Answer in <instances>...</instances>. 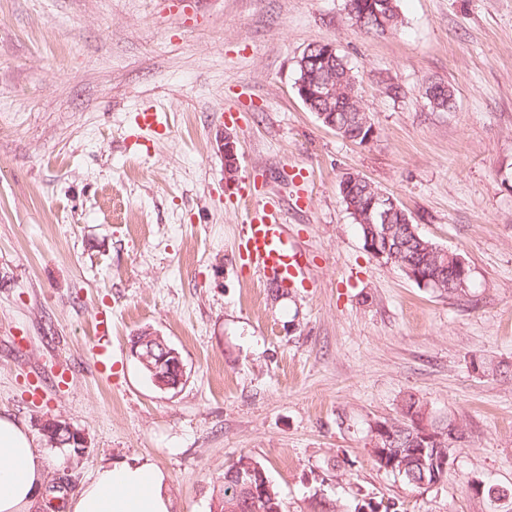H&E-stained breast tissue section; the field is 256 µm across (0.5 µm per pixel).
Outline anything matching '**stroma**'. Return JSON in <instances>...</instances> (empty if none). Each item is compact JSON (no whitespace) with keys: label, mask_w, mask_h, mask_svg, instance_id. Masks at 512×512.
I'll return each mask as SVG.
<instances>
[{"label":"stroma","mask_w":512,"mask_h":512,"mask_svg":"<svg viewBox=\"0 0 512 512\" xmlns=\"http://www.w3.org/2000/svg\"><path fill=\"white\" fill-rule=\"evenodd\" d=\"M398 5L401 26L375 35L345 0H0V413L51 472L78 489L101 465L147 461L175 512H214L246 455L287 512H512V497L495 510L469 490L512 493V0ZM319 42L358 77L366 144L297 94V61ZM431 81L454 87L452 111L426 104ZM147 108L158 130L139 129ZM294 165L309 173L299 201ZM348 172L464 259V292L365 249L339 195ZM268 197L310 260L306 286L280 297L235 250ZM145 328L180 352L178 389L132 355ZM411 394L464 433L428 488L371 453L372 426ZM52 418L84 435L83 454L48 445ZM219 143L221 152L224 155V161L226 163V170L230 183L236 173V168L238 167L237 141L234 136L229 133H225L224 135H220Z\"/></svg>","instance_id":"stroma-1"}]
</instances>
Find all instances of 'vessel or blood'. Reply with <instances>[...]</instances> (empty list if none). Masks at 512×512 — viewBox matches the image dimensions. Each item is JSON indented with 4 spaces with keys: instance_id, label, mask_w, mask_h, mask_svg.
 I'll return each instance as SVG.
<instances>
[{
    "instance_id": "b4317fda",
    "label": "vessel or blood",
    "mask_w": 512,
    "mask_h": 512,
    "mask_svg": "<svg viewBox=\"0 0 512 512\" xmlns=\"http://www.w3.org/2000/svg\"><path fill=\"white\" fill-rule=\"evenodd\" d=\"M236 251L243 265L281 285L291 287L306 278L305 254L291 243L275 202H266L247 214L236 239Z\"/></svg>"
}]
</instances>
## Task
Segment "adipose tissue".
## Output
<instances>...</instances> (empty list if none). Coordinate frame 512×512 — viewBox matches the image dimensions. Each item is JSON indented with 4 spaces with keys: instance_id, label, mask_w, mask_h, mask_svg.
<instances>
[{
    "instance_id": "ef3b65f1",
    "label": "adipose tissue",
    "mask_w": 512,
    "mask_h": 512,
    "mask_svg": "<svg viewBox=\"0 0 512 512\" xmlns=\"http://www.w3.org/2000/svg\"><path fill=\"white\" fill-rule=\"evenodd\" d=\"M50 462L23 424L0 414V512H29L43 492ZM70 512H172L163 473L148 462L101 466Z\"/></svg>"
}]
</instances>
